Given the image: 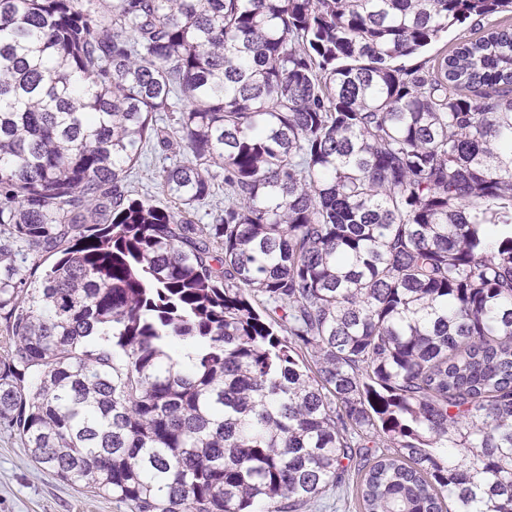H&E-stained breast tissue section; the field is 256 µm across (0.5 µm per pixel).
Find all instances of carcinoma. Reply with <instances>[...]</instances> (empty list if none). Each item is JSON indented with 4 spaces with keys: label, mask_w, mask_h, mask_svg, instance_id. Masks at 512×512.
Instances as JSON below:
<instances>
[{
    "label": "carcinoma",
    "mask_w": 512,
    "mask_h": 512,
    "mask_svg": "<svg viewBox=\"0 0 512 512\" xmlns=\"http://www.w3.org/2000/svg\"><path fill=\"white\" fill-rule=\"evenodd\" d=\"M98 3L0 0V422L131 512H512V29L412 63L512 0ZM163 158L158 154H153L149 157L148 164L136 168L134 171L136 174L128 181V189L133 191L132 193L135 197L152 199L163 204L169 201L162 194L157 179L158 170L163 163ZM168 205H170V202H168ZM224 213V186L216 187L210 202L196 211L195 219L199 224H213V220ZM356 476L354 484L352 479L341 488L327 491L325 496L315 505L311 504L299 512H362L356 492Z\"/></svg>",
    "instance_id": "carcinoma-1"
}]
</instances>
